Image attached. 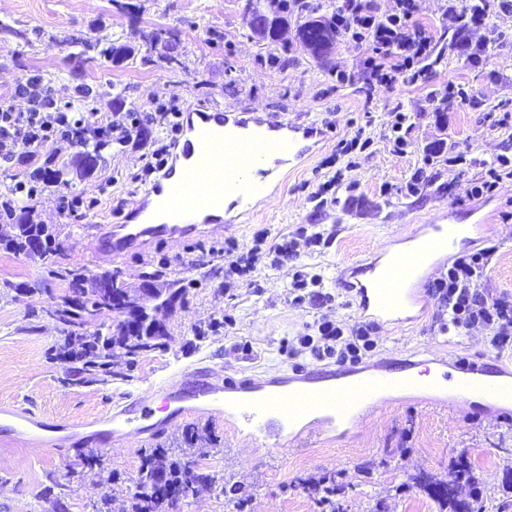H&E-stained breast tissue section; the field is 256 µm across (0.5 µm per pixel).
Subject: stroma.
Listing matches in <instances>:
<instances>
[{"mask_svg": "<svg viewBox=\"0 0 512 512\" xmlns=\"http://www.w3.org/2000/svg\"><path fill=\"white\" fill-rule=\"evenodd\" d=\"M248 5L249 0H127L123 7L114 0H0V21L12 26L0 31V96L12 99L17 109H25L26 102L15 96L16 86L38 74L52 79L63 99L79 82L123 89V98L97 101L102 112H152L172 102L184 111L213 102L232 112H298L330 130L313 158L290 173L253 216L117 259L98 248L93 227L111 220L117 198L124 215H132L133 204L151 183L142 174L143 156L157 149L160 127L149 128L142 151L112 150L92 173L71 176L70 194L100 201L84 220L66 222L56 209L54 191H47L37 213L59 230L51 258L0 250V406L22 403L47 418L78 422L197 364L235 378L292 370L293 359L280 353L284 339L314 334L321 319L359 321L351 296L337 282V269L377 260L380 248L423 236L446 212L456 224L473 211L483 217L462 250L495 244L484 286L492 297L512 294V184L491 198L470 195L485 174V159L512 157V138L494 127L504 113L512 114V30H501L502 20L494 13L474 23L471 38L487 49L474 64L450 47L451 29L435 26L439 60L423 83L367 90L359 82L338 83L335 72L339 66L357 68L366 46L342 36L329 59L321 61L290 29L282 36L286 52L271 60L269 47L243 23ZM158 27L176 34L164 52L180 60L177 70L145 58V37ZM76 30L92 38L116 37L132 54L117 64L90 60L78 73H69L66 52L55 40ZM450 80L462 84L467 95L439 107L431 93ZM393 110L416 115L403 154L394 153L383 125ZM360 127L374 143L349 168L337 157L336 145ZM435 141L443 154L425 165ZM447 154L462 156V164L447 170ZM420 167L429 178L414 192L408 183ZM335 176L339 184L327 203H318L314 192ZM302 227L324 233V245L297 246L296 265L320 279L325 299L318 303L294 302L293 267L261 262L241 278L226 273L223 258L216 255L228 242L242 252H265ZM73 263L95 274L122 270L133 291L155 270L169 279L189 280L174 307L153 312L168 331L163 347L131 363L115 358L112 376L95 382L84 381L80 363L58 358L64 332L53 313L54 299L67 283L49 278L47 270ZM373 335L378 360L428 354L443 358L450 370L463 357L473 363L496 358L512 369V353L493 356L483 329L441 335L430 296L415 309L413 320L374 324ZM211 428L220 447L197 456L196 464L215 475L218 486L199 487L193 497L163 512H232V485L250 495L244 512H322L317 495L303 483L330 473L346 489L347 512H374L379 502L385 512H438L412 477L422 471L447 480L449 461L462 454L480 475L489 512H512V405L481 408L452 401L437 409L396 392L385 405L363 406L349 432L323 434L297 450L267 448L262 436L247 428L233 434L220 422ZM154 445L147 436L129 434L99 448L105 471L113 475L106 484L93 474L72 473L77 450L51 452L22 439L0 438V512H128L143 457ZM392 487L396 496L386 497Z\"/></svg>", "mask_w": 512, "mask_h": 512, "instance_id": "obj_1", "label": "stroma"}]
</instances>
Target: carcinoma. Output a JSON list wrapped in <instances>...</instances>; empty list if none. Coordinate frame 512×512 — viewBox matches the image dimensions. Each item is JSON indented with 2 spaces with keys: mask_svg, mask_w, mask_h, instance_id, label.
<instances>
[{
  "mask_svg": "<svg viewBox=\"0 0 512 512\" xmlns=\"http://www.w3.org/2000/svg\"><path fill=\"white\" fill-rule=\"evenodd\" d=\"M290 17L288 0H259V5L249 7L245 23L251 30L257 24H263V41L276 48L281 41L282 26L288 23ZM295 22L296 38L314 57L327 59L340 36L332 21L324 15L309 13L295 16ZM90 46L83 41H70L65 44L70 49L66 58L80 59ZM91 47L101 58L113 62H119L131 54L129 47L109 36L96 40ZM73 90L86 105L107 94L102 86L93 88L83 83L75 85ZM110 146L111 143L101 141L90 149L79 150L77 166L85 172L93 170L105 160ZM9 215L11 234L0 239L1 249L31 256L33 251L29 245L32 239L42 237L49 241L54 237L52 226L36 223L30 208L11 209ZM61 277L68 283L67 292L55 309L57 318L65 326L59 352L62 358L80 361L83 371L89 375L110 376V358L114 356L115 349L119 348L124 356L134 358L163 345L166 331L161 324H156L152 330L145 325L134 328L116 309L110 308V301L100 300L101 277L91 274L88 268L74 265L65 269ZM108 277L112 278V288L117 290L120 297L128 299L144 318L153 321L149 308L130 296L121 279V271L112 272ZM218 443V436L212 431L190 426L182 434L179 443L181 452H175L165 442L157 444L151 453L145 455L139 469L136 491L130 499L131 512H160L165 503L194 495L199 483L215 481V476L193 470L188 457L215 448ZM414 480L439 504L448 507V512H486L479 494H474L470 501L458 497L459 489L467 487L475 491L480 484L476 469L463 455L448 464V481H434L422 472ZM323 481L327 483L326 507L330 512H345L342 503L344 486L338 483L334 475L323 477Z\"/></svg>",
  "mask_w": 512,
  "mask_h": 512,
  "instance_id": "1",
  "label": "carcinoma"
}]
</instances>
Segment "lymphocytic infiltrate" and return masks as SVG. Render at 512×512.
Segmentation results:
<instances>
[{
	"mask_svg": "<svg viewBox=\"0 0 512 512\" xmlns=\"http://www.w3.org/2000/svg\"><path fill=\"white\" fill-rule=\"evenodd\" d=\"M394 8L377 15L372 0H342L331 17L337 30L346 37L367 44L370 53L362 63L367 85L391 89L400 84L423 81L432 56L433 33L426 22L423 0H394ZM27 102L25 110H16L11 102H0V162H11L18 149L38 155L45 149L66 145L76 150L109 137L120 146L133 143L139 123L159 124L165 131L180 129L179 109L169 112H63L53 86L40 79L27 80L16 89ZM495 246L457 256L446 272L436 277L430 292L434 297L445 333L461 334L481 326L489 330V342L496 354L512 351V296L487 297L483 280ZM316 336H302L285 342L286 355L308 354L320 361L359 363L376 348L369 326L346 325L330 320L316 324Z\"/></svg>",
	"mask_w": 512,
	"mask_h": 512,
	"instance_id": "f902f5d3",
	"label": "lymphocytic infiltrate"
}]
</instances>
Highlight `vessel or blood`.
Returning <instances> with one entry per match:
<instances>
[{"instance_id":"obj_1","label":"vessel or blood","mask_w":512,"mask_h":512,"mask_svg":"<svg viewBox=\"0 0 512 512\" xmlns=\"http://www.w3.org/2000/svg\"><path fill=\"white\" fill-rule=\"evenodd\" d=\"M327 137L324 127L298 116L266 112H227L203 103L185 114L171 161L145 191L157 198L156 224L99 225L103 251L119 256L133 248L202 232L208 224H231L253 214L256 203L284 170L303 166ZM209 159L221 180L206 193L196 187L198 166ZM460 224H434L412 250L390 254L372 280H364L360 265L339 269L343 288L354 294L361 315L386 321L407 315L419 303L417 281L434 256L447 253L463 233ZM415 362L383 365L369 373L325 367L290 374L251 375L235 381L222 373L197 367L162 384L157 390L129 396L127 401L93 420L92 432L83 424L56 422L23 405L0 408V434L24 435L37 445L66 451L72 439L88 434L102 443L135 431L152 438L163 436L169 425L194 415L221 420L226 428L247 425L273 442L294 436L309 445L315 431L353 428L357 410L386 394L436 391L440 381L423 382L413 371ZM454 399L512 400V374L500 364L470 366L452 386ZM315 414L316 430L302 429L305 415Z\"/></svg>"}]
</instances>
